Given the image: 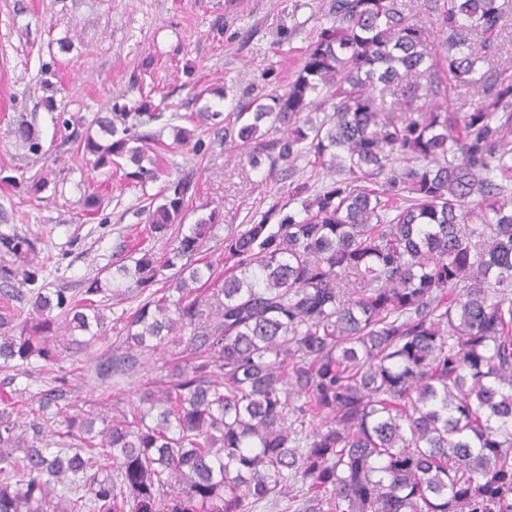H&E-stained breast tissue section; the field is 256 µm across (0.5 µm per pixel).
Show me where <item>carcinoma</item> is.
Instances as JSON below:
<instances>
[{
	"label": "carcinoma",
	"instance_id": "obj_1",
	"mask_svg": "<svg viewBox=\"0 0 512 512\" xmlns=\"http://www.w3.org/2000/svg\"><path fill=\"white\" fill-rule=\"evenodd\" d=\"M420 9L430 25L403 0H332V25L283 92L204 114L226 141L254 142L267 122L280 133L255 147V168L312 155L336 175L228 231L224 275L190 262L216 229L213 212L185 224L190 172L142 207L166 258L147 249L115 263L79 299L37 285L35 240L0 233L13 258L0 283L32 286L40 314L16 336L0 308L3 366L62 363L55 310L87 334L72 348L93 345L114 288L143 300L99 376L130 374L137 356L189 332L159 385L99 431L69 417L53 454L39 423L30 441L17 433L1 397L0 512H251L296 489L314 493L308 512H512V201L498 183L512 179V67L500 61L512 0ZM441 72L480 94L471 111L420 104L440 93ZM325 101L322 120L302 118ZM112 110L94 119L102 139L78 150L141 188L159 181L158 139L141 127L163 113ZM12 134L39 152L30 123ZM54 382L44 409L71 393L66 374Z\"/></svg>",
	"mask_w": 512,
	"mask_h": 512
}]
</instances>
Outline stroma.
Returning <instances> with one entry per match:
<instances>
[{
	"label": "stroma",
	"instance_id": "35a3bbf8",
	"mask_svg": "<svg viewBox=\"0 0 512 512\" xmlns=\"http://www.w3.org/2000/svg\"><path fill=\"white\" fill-rule=\"evenodd\" d=\"M331 0H0V170L16 185L0 183V232L36 239L48 256L40 283L80 294L100 269L132 264L141 249L164 254V240L149 238L140 209L141 189L108 169H94L77 155L75 139L96 113L113 102L137 107L150 101L163 118L148 124L166 146L170 176L193 173L197 193L187 218L217 213L219 224L199 255L224 266L223 237L255 212L287 199L290 185L328 183L325 170L307 159L295 162L289 177L269 175L249 163L250 146L225 141L202 119L204 110L234 111L249 95L286 86L301 64L315 31L332 23ZM69 41L70 52L59 49ZM52 83L54 108L41 99ZM24 119L38 130L39 153L16 143L12 129ZM192 130L200 152L173 143L171 129ZM47 177L40 199L25 191L27 181ZM98 194V212L84 201ZM137 301L113 297L104 311L107 338L92 349L66 357L62 366L73 387L59 414L41 419L39 399L54 385L49 372L0 369V394H21L23 422L40 419L45 433L65 428L66 417L112 415L113 405L129 407L143 385L163 372L161 355L150 357L131 378L101 383L97 364L111 355L120 330Z\"/></svg>",
	"mask_w": 512,
	"mask_h": 512
}]
</instances>
